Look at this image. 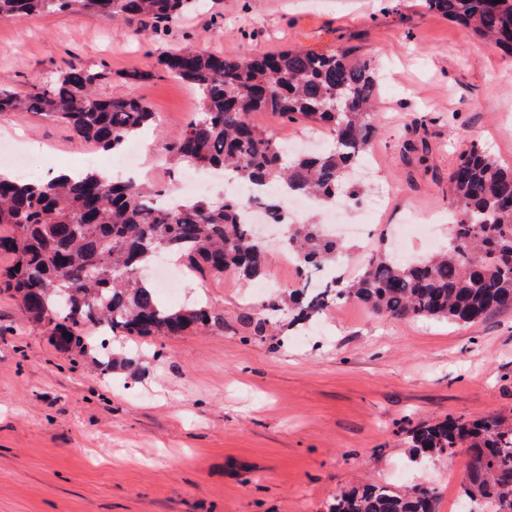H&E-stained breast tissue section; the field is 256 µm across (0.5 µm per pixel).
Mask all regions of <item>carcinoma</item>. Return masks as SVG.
<instances>
[{
	"mask_svg": "<svg viewBox=\"0 0 512 512\" xmlns=\"http://www.w3.org/2000/svg\"><path fill=\"white\" fill-rule=\"evenodd\" d=\"M429 12L512 55V0H421ZM200 0H0V18L85 13L157 32L196 9ZM157 66L190 86L198 109L164 155L179 169L229 171L259 188L250 198L270 224L288 228L287 252L302 286L273 292L258 318L241 316L264 336L280 311L307 323L344 300L390 321L446 319L475 324L512 310V166L472 143L448 176V199L457 213L448 247L427 258L378 254L358 274L314 288L313 273L336 262L345 243L318 219L288 217V198L307 195L326 206L366 193L350 179L371 149L379 126L374 112L378 68L352 50L314 54L288 49L247 59L204 54L191 47L161 55ZM105 73L70 64L50 84L19 93L0 87V113L30 112L70 127L88 146L119 152L155 120L138 98L103 99ZM272 112L285 123L300 119L326 128L328 148L293 154L288 145L257 129L252 112ZM161 191L132 180L105 179L90 168L77 179L59 174L26 180L0 173V292L19 298L29 320L59 349L85 352L88 330L104 324L113 336H179L194 328H224L208 304L171 307L146 287L143 270L166 254L190 271L246 279L264 273L266 251L251 244L246 202L192 199L162 207ZM423 457L458 455L465 448L464 503L482 500L491 512H512V420L448 416L407 430ZM326 512H437L432 491L371 484L334 497Z\"/></svg>",
	"mask_w": 512,
	"mask_h": 512,
	"instance_id": "1",
	"label": "carcinoma"
}]
</instances>
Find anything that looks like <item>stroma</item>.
<instances>
[{"instance_id":"stroma-1","label":"stroma","mask_w":512,"mask_h":512,"mask_svg":"<svg viewBox=\"0 0 512 512\" xmlns=\"http://www.w3.org/2000/svg\"><path fill=\"white\" fill-rule=\"evenodd\" d=\"M188 45L233 58L350 47L375 61L381 131L369 176L390 205L339 259L345 274L409 224L435 228L408 239L414 255L445 242L461 148L475 142L512 165V56L419 0H203L139 40L90 14L0 19V87L49 82L72 56L106 70L101 98H141L155 112L141 178L174 192L162 147L197 94L156 62ZM133 68L155 76L129 83ZM419 113L432 123L414 127ZM420 139L425 152H405ZM13 140L32 146L37 169L78 167L83 150L65 124L36 114L0 115V141ZM299 285L274 243L262 277L192 274L165 303L206 301L223 330L113 344L109 370L52 346L0 293V512H324L343 490L401 475L432 489L438 512H458L464 469L414 458L406 431L449 414L512 417V311L475 325L391 322L349 300L304 325L280 314L275 335H250L241 315L268 289Z\"/></svg>"}]
</instances>
